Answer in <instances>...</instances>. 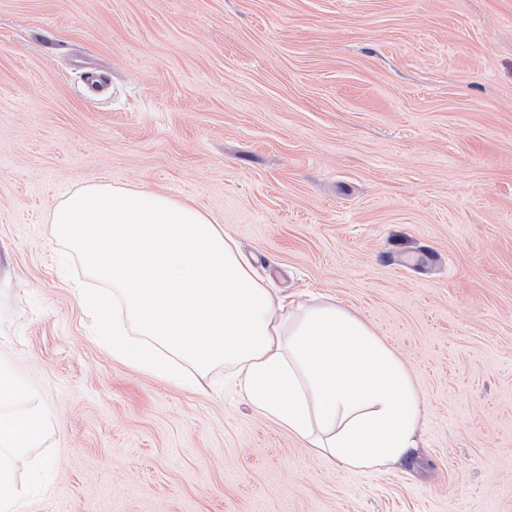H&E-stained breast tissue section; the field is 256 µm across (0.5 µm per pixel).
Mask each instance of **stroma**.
Returning a JSON list of instances; mask_svg holds the SVG:
<instances>
[{
	"mask_svg": "<svg viewBox=\"0 0 512 512\" xmlns=\"http://www.w3.org/2000/svg\"><path fill=\"white\" fill-rule=\"evenodd\" d=\"M103 179L364 319L416 456L353 472L223 365L114 356L82 304L112 288L50 222ZM1 365L49 417L22 512H512V0H0Z\"/></svg>",
	"mask_w": 512,
	"mask_h": 512,
	"instance_id": "obj_1",
	"label": "stroma"
}]
</instances>
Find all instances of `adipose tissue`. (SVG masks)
Segmentation results:
<instances>
[{
  "mask_svg": "<svg viewBox=\"0 0 512 512\" xmlns=\"http://www.w3.org/2000/svg\"><path fill=\"white\" fill-rule=\"evenodd\" d=\"M56 237L111 283L143 336L116 357L174 379L180 363L222 364L260 414L347 469L380 470L418 447L420 401L400 358L360 317L332 302L285 307L222 225L148 189L94 184L52 212ZM45 413L0 414V512H19L14 470L39 442Z\"/></svg>",
  "mask_w": 512,
  "mask_h": 512,
  "instance_id": "ef3b65f1",
  "label": "adipose tissue"
}]
</instances>
